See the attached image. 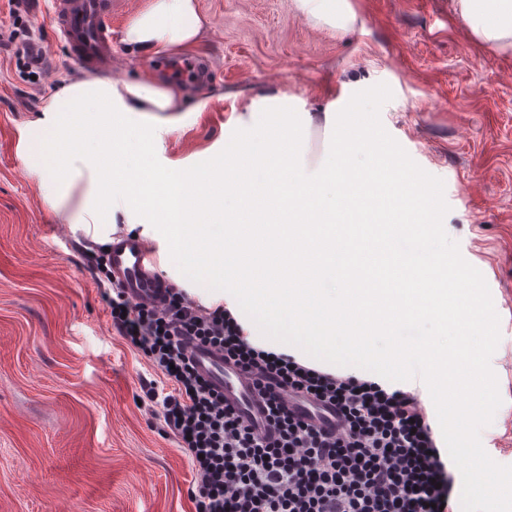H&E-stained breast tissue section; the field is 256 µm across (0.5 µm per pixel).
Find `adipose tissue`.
I'll list each match as a JSON object with an SVG mask.
<instances>
[{"label": "adipose tissue", "instance_id": "obj_1", "mask_svg": "<svg viewBox=\"0 0 512 512\" xmlns=\"http://www.w3.org/2000/svg\"><path fill=\"white\" fill-rule=\"evenodd\" d=\"M204 21L195 0H149L127 24L124 44L160 55L172 48H188L202 34ZM47 111L61 113H99L111 115L127 112L145 115L151 112H178L182 109V92L173 84H161L145 78L139 81L74 80L55 94ZM56 140L67 153L79 161L80 168L97 173L98 179L84 190L69 222L71 230H81L109 240L118 223L120 209L112 201V170L119 158L112 152V126L100 125L93 142L87 143L78 128L55 131Z\"/></svg>", "mask_w": 512, "mask_h": 512}]
</instances>
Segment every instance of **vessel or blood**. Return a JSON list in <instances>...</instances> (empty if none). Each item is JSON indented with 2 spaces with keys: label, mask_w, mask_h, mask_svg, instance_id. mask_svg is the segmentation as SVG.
<instances>
[{
  "label": "vessel or blood",
  "mask_w": 512,
  "mask_h": 512,
  "mask_svg": "<svg viewBox=\"0 0 512 512\" xmlns=\"http://www.w3.org/2000/svg\"><path fill=\"white\" fill-rule=\"evenodd\" d=\"M53 22L57 34L80 65L108 75L112 72V0H53ZM107 256L112 273L139 302L159 301L168 283L157 269V256L141 239L113 235ZM201 372L223 392L225 403L250 421L257 433L267 425L263 402L254 391L247 371L225 363L214 349H193ZM295 415L327 428L337 424L334 412L309 405L294 406Z\"/></svg>",
  "instance_id": "b4317fda"
}]
</instances>
